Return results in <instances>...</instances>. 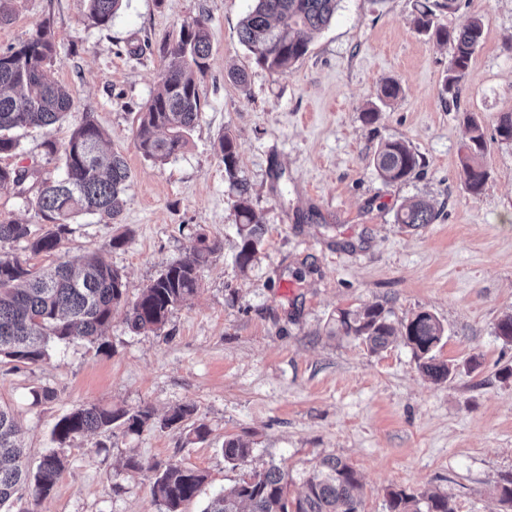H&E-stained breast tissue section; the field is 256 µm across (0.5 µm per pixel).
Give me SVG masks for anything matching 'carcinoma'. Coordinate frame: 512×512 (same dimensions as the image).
I'll list each match as a JSON object with an SVG mask.
<instances>
[{
  "mask_svg": "<svg viewBox=\"0 0 512 512\" xmlns=\"http://www.w3.org/2000/svg\"><path fill=\"white\" fill-rule=\"evenodd\" d=\"M94 23L106 27L119 8L120 0H87ZM338 0H255V7L242 20L240 42L259 67L283 74L308 52L314 34L321 31L336 12ZM455 0L421 4L416 27L441 43L451 45L448 73L443 91L458 97L469 64L484 37L485 22L473 18L458 30L434 25L433 8L452 9ZM168 59L159 87L136 113V141L142 154L165 160L185 147L186 135L194 127L202 107L199 78L208 70L210 43L206 21L185 22L178 37L161 48ZM56 47L49 26L40 24L18 47L0 51V155L18 148L14 132L30 126H48L69 121L74 107L70 90L47 78ZM468 140L461 168L468 192H482L488 173L482 164L487 142L482 126L467 120ZM104 132L92 113L82 119L63 150L64 175L56 181H41L31 200L36 214L49 224L38 237H30L28 225L0 219V247L24 241L36 254H51L60 248L70 222L81 214H95L114 224L123 208V195L130 179L120 154L103 148ZM218 148L224 173L237 191L235 205L239 249L236 264L245 269L255 260L262 243L263 224L252 206L248 186L238 179V152L234 139L225 134ZM420 156L404 140L382 142L373 164L387 183L409 179L420 166ZM30 176L24 167L0 166V192L25 191ZM437 213L421 199L403 202L395 211V223L409 229L432 224ZM218 245L201 244L184 259L168 265L155 280L140 290L135 299L127 296L123 274L95 252L79 264L59 261L36 270L9 252L0 251V359L15 363H37L47 356L50 343L68 345L105 338L118 308L135 330L162 328L172 311L193 297L200 283L198 269ZM337 333L353 337L373 353L385 349L397 336L409 345L421 371L435 382L452 378L454 367L436 359L434 349L445 329L431 313L421 311L404 322L394 323L390 311L380 303L360 310H341ZM195 408L183 405L157 417L148 406L130 411L82 404L55 425L53 440L64 446L78 437H88L121 428L126 433L144 429L165 430L190 419ZM21 425L8 409L0 406V509L11 508L28 497L38 503L46 499L64 467V457L52 450L31 471L19 446ZM251 452L237 439L224 442V460L235 466ZM152 492L162 512H180L205 482L202 473L177 463L154 465ZM359 474L345 460L326 457L309 476L301 495L288 498L287 473L272 466L242 479L216 494L202 512H361ZM389 512H455L448 497L417 496L403 490L387 493Z\"/></svg>",
  "mask_w": 512,
  "mask_h": 512,
  "instance_id": "cac0c4a2",
  "label": "carcinoma"
}]
</instances>
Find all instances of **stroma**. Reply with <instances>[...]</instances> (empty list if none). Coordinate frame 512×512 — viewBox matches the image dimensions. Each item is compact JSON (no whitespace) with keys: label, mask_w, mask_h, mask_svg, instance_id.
Returning <instances> with one entry per match:
<instances>
[{"label":"stroma","mask_w":512,"mask_h":512,"mask_svg":"<svg viewBox=\"0 0 512 512\" xmlns=\"http://www.w3.org/2000/svg\"><path fill=\"white\" fill-rule=\"evenodd\" d=\"M421 2L339 0L307 54L278 76L239 41L254 0H123L105 27L89 19L86 0H10L0 51L48 23L56 45L48 76L70 89L74 109L69 122L18 130L17 152L0 165L37 164L44 177L61 178V160L47 158L42 143L65 146L90 112L130 182L118 223L81 215L56 256L22 242L9 252L38 267L103 252L133 298L200 241L219 245L198 271L196 297L162 329L134 330L119 310L103 342L53 349L35 364L0 362V403L23 426L29 465L55 448L65 457L36 512H159L152 467L169 462L207 476L183 512H202L214 493L273 465L287 472L294 497L326 457L359 472L362 512H387L392 489L448 496L456 512H508L497 487L512 475V378L498 373L512 366V343L496 325L512 314V141L496 126L512 112V0H456L436 11L435 24L450 29L485 17L456 102L442 91L450 46L414 23ZM198 17L210 42L201 115L181 152L154 161L137 147L133 117L159 83L162 44ZM234 68L247 72V87L229 78ZM388 78L402 91L383 104ZM372 104L379 118L368 124L362 112ZM471 118L488 143V180L477 195L465 190L460 166ZM225 134L264 224L244 270L233 259L237 193L215 149ZM399 138L422 163L406 182L389 184L373 156ZM413 197L437 212L415 231L394 222ZM373 303L396 322L434 314L445 328L435 354L454 366L452 380L428 379L404 341L374 354L335 334L338 310ZM46 389L53 398L35 400ZM83 403L160 414L191 404L209 435L196 440L181 424L57 447L53 427ZM229 439L252 450L241 466L224 460ZM132 454L142 470L124 468Z\"/></svg>","instance_id":"obj_1"}]
</instances>
